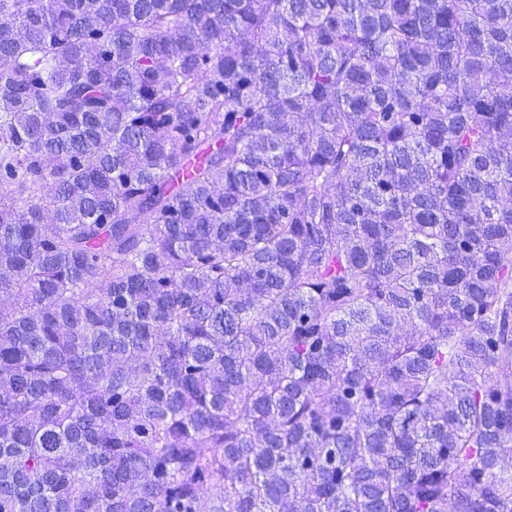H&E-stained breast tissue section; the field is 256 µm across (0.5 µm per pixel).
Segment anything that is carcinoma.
Listing matches in <instances>:
<instances>
[{"mask_svg": "<svg viewBox=\"0 0 512 512\" xmlns=\"http://www.w3.org/2000/svg\"><path fill=\"white\" fill-rule=\"evenodd\" d=\"M0 512H512V0H0Z\"/></svg>", "mask_w": 512, "mask_h": 512, "instance_id": "obj_1", "label": "carcinoma"}]
</instances>
